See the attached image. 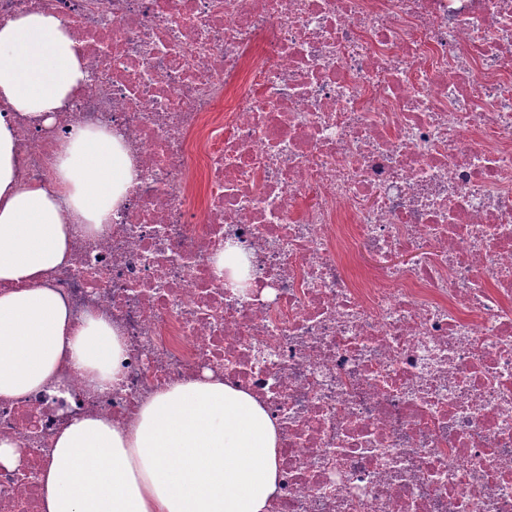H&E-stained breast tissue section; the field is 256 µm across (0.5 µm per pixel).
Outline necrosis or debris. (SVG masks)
Here are the masks:
<instances>
[{
    "mask_svg": "<svg viewBox=\"0 0 512 512\" xmlns=\"http://www.w3.org/2000/svg\"><path fill=\"white\" fill-rule=\"evenodd\" d=\"M53 12L88 75L18 176L53 186L74 128L138 177L50 274L126 341L121 380L0 398V512H40L77 415L131 423L213 378L281 438L270 512H512V0H0ZM371 255L366 280L349 268ZM249 261L240 291L216 263Z\"/></svg>",
    "mask_w": 512,
    "mask_h": 512,
    "instance_id": "obj_1",
    "label": "necrosis or debris"
}]
</instances>
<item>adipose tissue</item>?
Masks as SVG:
<instances>
[{"label": "adipose tissue", "instance_id": "ef3b65f1", "mask_svg": "<svg viewBox=\"0 0 512 512\" xmlns=\"http://www.w3.org/2000/svg\"><path fill=\"white\" fill-rule=\"evenodd\" d=\"M86 74L74 40L49 12L0 25V397L68 398L63 365L87 384L119 382L124 338L104 319L74 322L46 282L71 260L70 227L100 230L136 179L120 141L79 129L58 186L21 185L14 114L50 124ZM279 431L259 400L220 380L152 395L132 425L74 418L40 477L42 512H268L279 492Z\"/></svg>", "mask_w": 512, "mask_h": 512}]
</instances>
